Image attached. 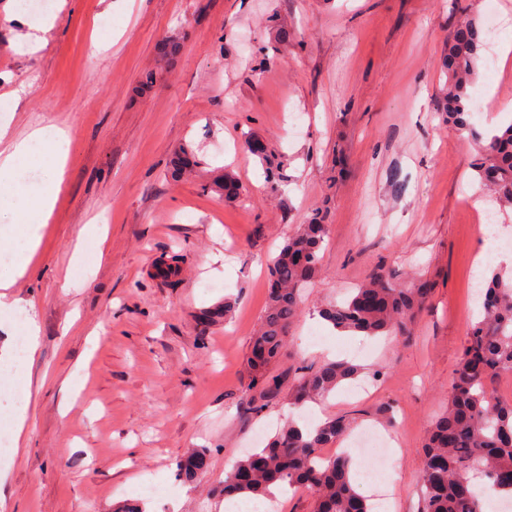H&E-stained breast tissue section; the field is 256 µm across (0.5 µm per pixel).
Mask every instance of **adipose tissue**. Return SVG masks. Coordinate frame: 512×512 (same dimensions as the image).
I'll return each instance as SVG.
<instances>
[{
	"instance_id": "obj_1",
	"label": "adipose tissue",
	"mask_w": 512,
	"mask_h": 512,
	"mask_svg": "<svg viewBox=\"0 0 512 512\" xmlns=\"http://www.w3.org/2000/svg\"><path fill=\"white\" fill-rule=\"evenodd\" d=\"M45 141L51 158V167L39 197L25 209L12 202V182L15 173L30 157L32 142ZM70 136L64 129L46 132L45 128H32L25 136L13 138L9 125L0 122V228L11 229L23 226L26 245L16 252L8 271H0V289L13 286L16 277L24 275L30 265L31 256L40 243L39 230L45 224L61 189L62 172L69 154Z\"/></svg>"
}]
</instances>
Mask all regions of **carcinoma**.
I'll list each match as a JSON object with an SVG mask.
<instances>
[{
  "label": "carcinoma",
  "mask_w": 512,
  "mask_h": 512,
  "mask_svg": "<svg viewBox=\"0 0 512 512\" xmlns=\"http://www.w3.org/2000/svg\"><path fill=\"white\" fill-rule=\"evenodd\" d=\"M483 47L481 27L471 18L448 40L443 64L448 90L442 112L448 124L478 142L471 162L476 177L502 207L512 208V123L484 136L470 123L469 87ZM328 225L315 215L300 224L270 262L266 309L252 337L249 389L259 397L276 395L281 381L270 367L282 356L291 325L300 313L301 292L320 273V249ZM429 288H399L373 274L343 301L322 309L336 331L362 336H407L424 308ZM482 311L462 346L451 383L448 408L431 424L422 448L421 512H482V499L496 490L512 499V402L493 388L496 377L512 371V276L494 270L481 285ZM358 368L347 360L326 361L299 374L291 404L328 396ZM351 421L328 418L314 428L284 422L268 445L239 460L224 478V495L266 497L270 487H307L317 498L316 512H370L353 485L350 460L326 456L322 449L341 441ZM206 460L193 451L176 461L179 478L193 481Z\"/></svg>",
  "instance_id": "cac0c4a2"
}]
</instances>
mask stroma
<instances>
[{
	"label": "stroma",
	"instance_id": "1",
	"mask_svg": "<svg viewBox=\"0 0 512 512\" xmlns=\"http://www.w3.org/2000/svg\"><path fill=\"white\" fill-rule=\"evenodd\" d=\"M23 10L0 0V93L23 92L11 129L54 124L71 144L30 271L8 292L19 306L0 327L13 346L28 315L40 329L33 359H0V436L26 415L0 463V512H230L225 474L291 415L297 368L334 358L357 364L354 383L305 411L390 439V461L362 457L357 470H390V512H420L421 446L477 319L478 210L512 225L470 166L474 141L443 119L442 60L465 18L502 21L472 85L489 103L475 129L499 126L512 104V53L500 46L512 42V0H65L34 53L5 19ZM185 146L198 163L181 173ZM227 173L238 199L215 186ZM318 211L329 226L321 273L272 368L281 391L257 413L247 359L268 266ZM91 223L106 225L104 247L83 237ZM172 254L181 274L154 278ZM376 272L430 284L410 339L337 337L319 309ZM227 298L231 318L204 322ZM385 408L393 423H381ZM196 449L205 468L178 480L176 461Z\"/></svg>",
	"mask_w": 512,
	"mask_h": 512
}]
</instances>
